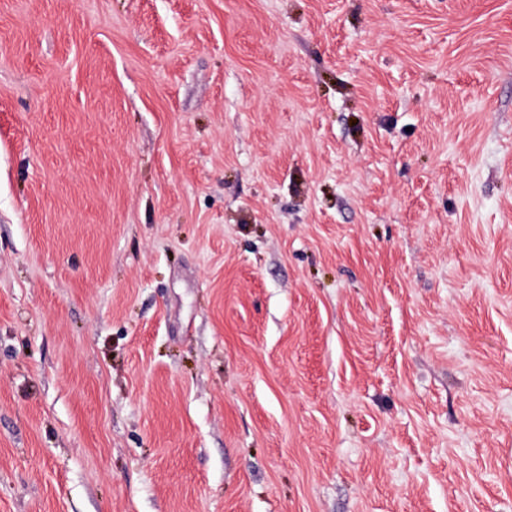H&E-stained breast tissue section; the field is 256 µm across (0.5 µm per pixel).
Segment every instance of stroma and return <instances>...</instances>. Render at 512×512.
<instances>
[{"label": "stroma", "mask_w": 512, "mask_h": 512, "mask_svg": "<svg viewBox=\"0 0 512 512\" xmlns=\"http://www.w3.org/2000/svg\"><path fill=\"white\" fill-rule=\"evenodd\" d=\"M0 512H512V0H0Z\"/></svg>", "instance_id": "obj_1"}]
</instances>
